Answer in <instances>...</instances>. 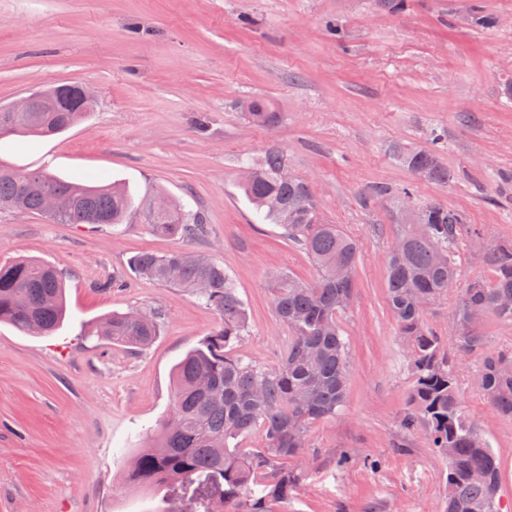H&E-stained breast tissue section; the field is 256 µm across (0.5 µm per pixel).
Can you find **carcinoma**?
<instances>
[{"label": "carcinoma", "mask_w": 512, "mask_h": 512, "mask_svg": "<svg viewBox=\"0 0 512 512\" xmlns=\"http://www.w3.org/2000/svg\"><path fill=\"white\" fill-rule=\"evenodd\" d=\"M252 122L270 125L277 113L252 101ZM82 112H0V137L46 136L74 125ZM394 154L412 176L446 185L453 175L439 146ZM288 159L272 149L258 161H244L251 170L241 189L259 218L280 225L288 240L300 245L319 269L306 282L286 272L276 276L275 313L287 327L288 348L277 366L267 368L232 355L248 332V313L237 286L224 266L210 256L180 247L162 255L141 252L128 263L135 277L182 288L219 317L218 326L179 361L173 370L169 418L155 443L140 451L128 467L129 480L141 485L171 481L197 485L204 494L202 512H235L249 497L250 512H271L269 505L288 500L295 476L282 461L299 459L309 447L310 426L338 415L348 384V344L338 317L355 293L356 243L324 221L317 195L300 176H287ZM61 210L52 216L65 224H124L139 212L155 236L191 243L208 233L198 212L183 204L152 208L153 199L135 198L115 184L86 185L45 169L17 171L0 165V212L44 213L48 198ZM420 223L404 232L386 259L387 300L407 348L412 388L410 407L401 426L426 429L433 447L448 460L446 512H499L501 461L463 406L461 393L438 336L424 321V303L448 294L458 280L455 254L460 241L478 234L464 212L437 202L418 205ZM489 279L474 278L451 308L455 345L460 356L484 351L482 328L471 325L469 306L486 316L512 322V240L491 244L484 254ZM66 315L60 271L38 261L0 265V322L23 333L32 326L42 334L56 331ZM96 335L134 350L148 348L159 335L157 317L140 310L113 313ZM482 392L500 415L512 418V351L484 357L479 375ZM262 429L263 444L250 451L241 441Z\"/></svg>", "instance_id": "carcinoma-1"}]
</instances>
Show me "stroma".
<instances>
[{
  "label": "stroma",
  "mask_w": 512,
  "mask_h": 512,
  "mask_svg": "<svg viewBox=\"0 0 512 512\" xmlns=\"http://www.w3.org/2000/svg\"><path fill=\"white\" fill-rule=\"evenodd\" d=\"M478 5L491 29L449 26L448 11ZM512 0H406L396 14L374 0H0V105L77 83L96 107L50 137L0 138V164L48 166L70 180L116 182L140 199L164 193L202 213L194 250L223 264L250 314L237 354L276 365L289 332L274 311L271 276L312 281L318 269L276 225L258 223L238 163L284 151L317 193L327 223L359 251L355 295L340 325L349 343L343 412L316 422L297 481L273 512H445L448 465L423 431L405 432L412 377L387 301L385 259L412 203L462 210L478 235L457 251L458 289L490 278L494 239L512 238ZM278 121L254 124L244 102ZM207 118L204 131L192 120ZM454 179L413 180L395 147H432ZM374 185L390 195L363 201ZM179 241L140 216L112 228L0 213V264L37 259L64 274L68 313L50 336L0 323V512H185L181 486L129 484V460L171 407L172 368L218 318L179 288L137 280L129 259ZM122 287H114L113 279ZM424 320L452 362L466 410L503 465L501 512H512V419L478 382L482 358L457 356L448 312ZM151 309L159 334L142 351L91 335L113 312Z\"/></svg>",
  "instance_id": "35a3bbf8"
}]
</instances>
